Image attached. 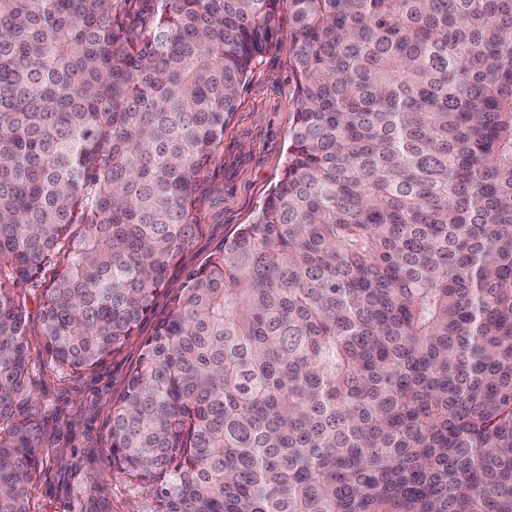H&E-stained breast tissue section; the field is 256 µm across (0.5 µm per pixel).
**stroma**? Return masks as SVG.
I'll return each mask as SVG.
<instances>
[{
	"label": "stroma",
	"mask_w": 512,
	"mask_h": 512,
	"mask_svg": "<svg viewBox=\"0 0 512 512\" xmlns=\"http://www.w3.org/2000/svg\"><path fill=\"white\" fill-rule=\"evenodd\" d=\"M278 25L277 38L241 86L238 107L224 127L223 150L201 184L198 228L168 272L172 286L218 251L239 225L252 222L283 174L296 112L287 9H280ZM50 279L46 273L24 287L41 457L29 485L31 512H154L152 495L129 487L112 470L107 415L169 300L158 296L136 335L92 374L65 375L46 360L38 318L39 297Z\"/></svg>",
	"instance_id": "1"
}]
</instances>
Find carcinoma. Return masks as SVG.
<instances>
[{"label": "carcinoma", "mask_w": 512, "mask_h": 512, "mask_svg": "<svg viewBox=\"0 0 512 512\" xmlns=\"http://www.w3.org/2000/svg\"><path fill=\"white\" fill-rule=\"evenodd\" d=\"M296 124L178 288L239 88ZM0 0V512L39 464L26 284L63 374L167 314L108 414L155 512H512V0Z\"/></svg>", "instance_id": "carcinoma-1"}]
</instances>
